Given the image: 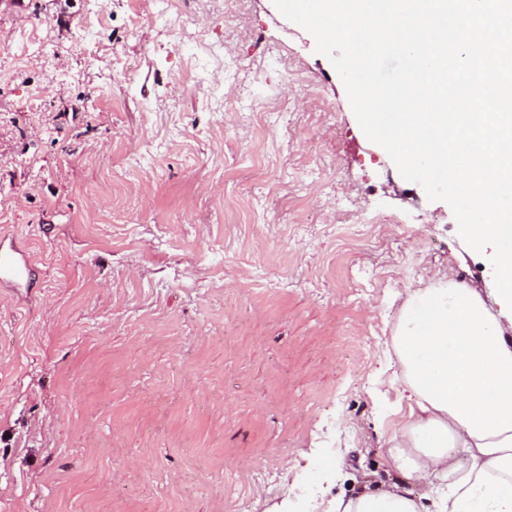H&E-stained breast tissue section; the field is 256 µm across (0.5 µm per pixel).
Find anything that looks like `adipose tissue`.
Segmentation results:
<instances>
[{"label": "adipose tissue", "mask_w": 512, "mask_h": 512, "mask_svg": "<svg viewBox=\"0 0 512 512\" xmlns=\"http://www.w3.org/2000/svg\"><path fill=\"white\" fill-rule=\"evenodd\" d=\"M410 402L386 441L394 480L330 500L324 512H512V336L456 283L414 289L392 336Z\"/></svg>", "instance_id": "adipose-tissue-1"}]
</instances>
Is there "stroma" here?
<instances>
[{
	"label": "stroma",
	"mask_w": 512,
	"mask_h": 512,
	"mask_svg": "<svg viewBox=\"0 0 512 512\" xmlns=\"http://www.w3.org/2000/svg\"><path fill=\"white\" fill-rule=\"evenodd\" d=\"M0 9V512H320L387 479L408 293L492 284L273 0ZM28 272L29 264L27 260H19L11 253L0 252V279L21 281L27 278Z\"/></svg>",
	"instance_id": "35a3bbf8"
}]
</instances>
